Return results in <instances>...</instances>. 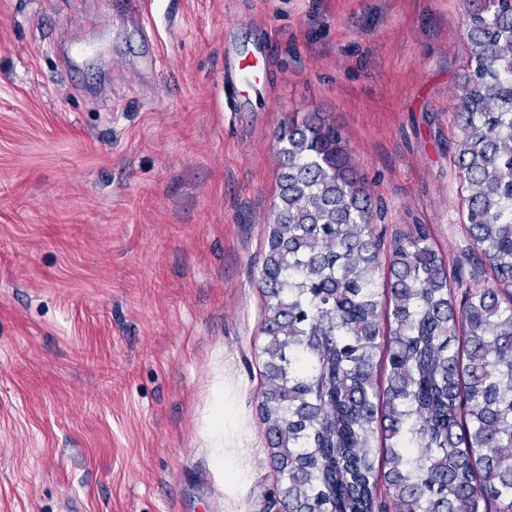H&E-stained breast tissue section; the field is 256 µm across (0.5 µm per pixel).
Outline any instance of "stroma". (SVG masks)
I'll return each instance as SVG.
<instances>
[{
  "label": "stroma",
  "mask_w": 512,
  "mask_h": 512,
  "mask_svg": "<svg viewBox=\"0 0 512 512\" xmlns=\"http://www.w3.org/2000/svg\"><path fill=\"white\" fill-rule=\"evenodd\" d=\"M466 0H0V512H269L260 270L288 122L340 130L385 247L458 208ZM266 44L258 80L224 75ZM249 442L225 485L215 386Z\"/></svg>",
  "instance_id": "35a3bbf8"
}]
</instances>
